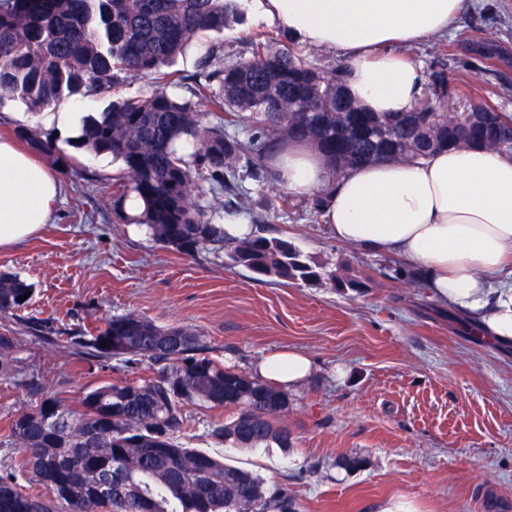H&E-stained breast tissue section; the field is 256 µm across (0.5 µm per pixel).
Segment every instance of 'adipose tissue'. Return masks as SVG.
Instances as JSON below:
<instances>
[{
  "instance_id": "1",
  "label": "adipose tissue",
  "mask_w": 512,
  "mask_h": 512,
  "mask_svg": "<svg viewBox=\"0 0 512 512\" xmlns=\"http://www.w3.org/2000/svg\"><path fill=\"white\" fill-rule=\"evenodd\" d=\"M256 16L296 44L340 53L347 94L369 112L411 111L420 65L400 46L448 34L468 0H249ZM280 184L309 197L328 189L325 222L337 242L395 254L421 268L432 294L465 313L477 336L512 344V154L457 147L417 164L383 162L329 181L321 156L289 143L275 156ZM59 181L34 153L0 138V249L48 223ZM311 361L288 350L260 362L280 387L302 382Z\"/></svg>"
}]
</instances>
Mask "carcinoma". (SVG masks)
Segmentation results:
<instances>
[{
    "instance_id": "cac0c4a2",
    "label": "carcinoma",
    "mask_w": 512,
    "mask_h": 512,
    "mask_svg": "<svg viewBox=\"0 0 512 512\" xmlns=\"http://www.w3.org/2000/svg\"><path fill=\"white\" fill-rule=\"evenodd\" d=\"M239 0H6L0 5V104L20 100L41 112L64 98L110 92L132 74L160 86L193 39L224 32ZM250 54L214 67L219 45L199 62L189 96L164 91L126 98L84 121L74 144L122 163L112 184L143 203L140 223L186 255L211 245L229 267L282 284L325 280L361 293L368 284L339 275L282 237L236 238L213 223L207 197L224 209L249 205L248 180L279 182L271 160L287 142L312 145L329 179L384 161L418 163L450 147L512 152V113L463 97L441 68L430 96L411 112L365 111L345 92V65L315 66L272 36L249 39ZM207 104L208 111L197 109ZM30 146L72 168L54 143L18 131ZM32 285L0 275V317H20ZM36 339L85 349L89 364L149 360L154 376L105 382L71 404L28 372L22 341L0 334V378H13L38 400L16 414L0 439L19 459L0 473V512H297L260 475L194 448L187 433L193 405L232 411L210 436L234 448H290L283 417L288 396L208 355L200 332L165 327L136 313L109 316L82 336L42 325ZM107 487L105 495L98 491Z\"/></svg>"
}]
</instances>
